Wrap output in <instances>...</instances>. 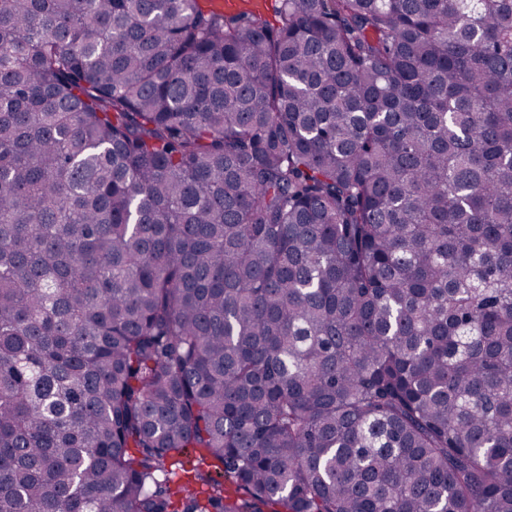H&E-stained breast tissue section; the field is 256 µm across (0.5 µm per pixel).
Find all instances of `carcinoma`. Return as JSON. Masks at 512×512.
I'll return each instance as SVG.
<instances>
[{
	"instance_id": "1",
	"label": "carcinoma",
	"mask_w": 512,
	"mask_h": 512,
	"mask_svg": "<svg viewBox=\"0 0 512 512\" xmlns=\"http://www.w3.org/2000/svg\"><path fill=\"white\" fill-rule=\"evenodd\" d=\"M202 2L0 0V512H512V0Z\"/></svg>"
}]
</instances>
